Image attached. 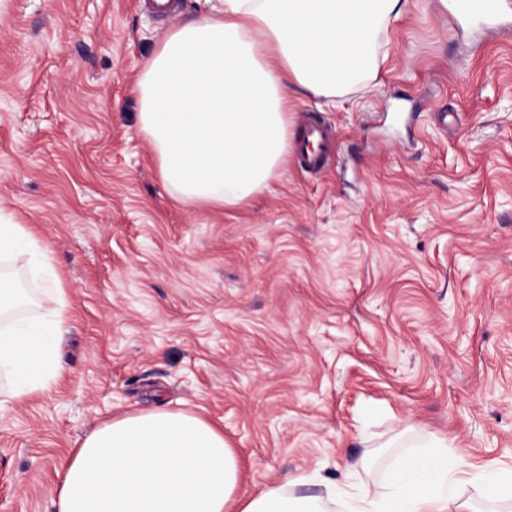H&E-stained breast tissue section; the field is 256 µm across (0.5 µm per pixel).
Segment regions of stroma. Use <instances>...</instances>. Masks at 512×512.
Here are the masks:
<instances>
[{
    "label": "stroma",
    "instance_id": "35a3bbf8",
    "mask_svg": "<svg viewBox=\"0 0 512 512\" xmlns=\"http://www.w3.org/2000/svg\"><path fill=\"white\" fill-rule=\"evenodd\" d=\"M179 2L7 0L0 210L72 317L43 391L0 376V512H54L83 439L155 408L221 429L244 496L378 485L410 424L512 469V10L410 0L369 87L293 95L332 166L223 210L174 202L137 129L145 63L212 7ZM444 9H449L457 16L467 17L473 14L493 15L500 10V0H439Z\"/></svg>",
    "mask_w": 512,
    "mask_h": 512
}]
</instances>
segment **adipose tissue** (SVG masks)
<instances>
[{"label":"adipose tissue","mask_w":512,"mask_h":512,"mask_svg":"<svg viewBox=\"0 0 512 512\" xmlns=\"http://www.w3.org/2000/svg\"><path fill=\"white\" fill-rule=\"evenodd\" d=\"M409 0H224L158 45L138 79L137 127L152 146L172 198L207 208L251 202L291 150L289 91L333 97L371 79L390 21ZM26 256L49 302L45 317H20L31 300L0 272V373L21 401L55 369V336L67 316L48 250L0 215V258ZM240 466L223 434L188 413L156 410L112 419L70 459L56 512H326L318 496L268 488L244 498ZM489 500L512 497V469H468L434 436L395 458L381 490L348 494L349 512H469L460 487Z\"/></svg>","instance_id":"ef3b65f1"}]
</instances>
